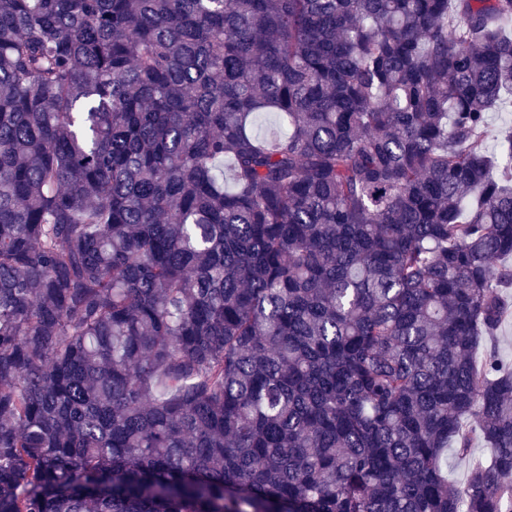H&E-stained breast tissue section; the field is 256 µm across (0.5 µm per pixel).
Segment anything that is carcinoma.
<instances>
[{
  "mask_svg": "<svg viewBox=\"0 0 512 512\" xmlns=\"http://www.w3.org/2000/svg\"><path fill=\"white\" fill-rule=\"evenodd\" d=\"M511 97L512 0H0V512H512ZM485 140L490 151L495 149L498 132L505 127H512V101L502 106L499 111L489 112ZM483 347L495 350L501 359L512 363V314L502 322L497 335L488 339ZM469 427L473 432V441L468 454L462 456L455 448H448V482L456 486L466 482L473 461L487 460L492 455L491 448L479 435L477 422L472 420Z\"/></svg>",
  "mask_w": 512,
  "mask_h": 512,
  "instance_id": "carcinoma-1",
  "label": "carcinoma"
}]
</instances>
